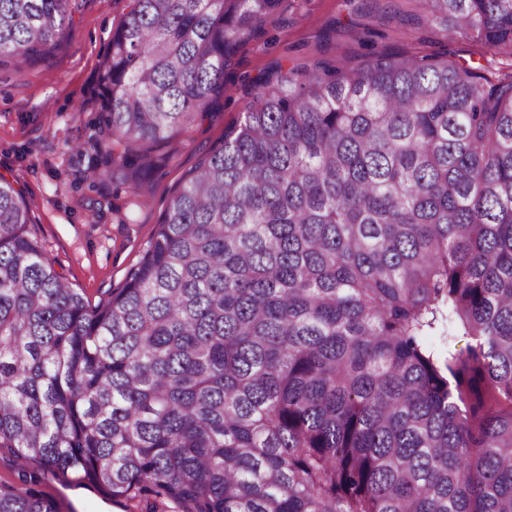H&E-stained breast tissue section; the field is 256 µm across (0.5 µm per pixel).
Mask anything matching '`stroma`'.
Returning a JSON list of instances; mask_svg holds the SVG:
<instances>
[{
  "instance_id": "obj_1",
  "label": "stroma",
  "mask_w": 512,
  "mask_h": 512,
  "mask_svg": "<svg viewBox=\"0 0 512 512\" xmlns=\"http://www.w3.org/2000/svg\"><path fill=\"white\" fill-rule=\"evenodd\" d=\"M73 25L61 46L23 68L0 67V174L16 178L31 208L33 230L55 268L89 303L120 287L141 259L171 195L210 148L237 124L252 98V79L275 60L289 66L320 60L353 63L367 52L355 33L324 37L331 21L372 26L380 53L451 60L487 74L498 59L482 42L449 40L433 27L358 12L356 0H281L276 14L243 42L225 77L224 100L155 154L149 204L135 205L117 177L87 178L89 163L104 150L98 124L97 69L127 0H73ZM37 491L56 512H128L77 474L41 472Z\"/></svg>"
}]
</instances>
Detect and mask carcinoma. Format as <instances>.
Segmentation results:
<instances>
[{
  "label": "carcinoma",
  "mask_w": 512,
  "mask_h": 512,
  "mask_svg": "<svg viewBox=\"0 0 512 512\" xmlns=\"http://www.w3.org/2000/svg\"><path fill=\"white\" fill-rule=\"evenodd\" d=\"M71 0H0V59ZM497 76L431 56L278 64L90 305L0 175V448L140 512H512V0H417ZM280 0H128L100 62L108 153L214 111ZM467 336L439 352L427 339ZM0 512H56L0 487Z\"/></svg>",
  "instance_id": "1"
}]
</instances>
